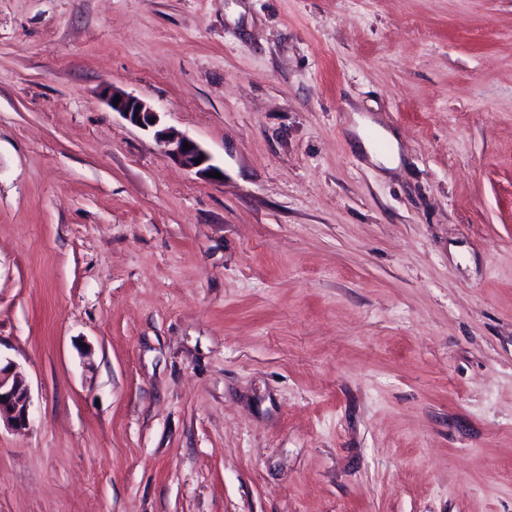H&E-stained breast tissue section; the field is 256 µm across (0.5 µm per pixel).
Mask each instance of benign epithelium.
Returning <instances> with one entry per match:
<instances>
[{
    "label": "benign epithelium",
    "mask_w": 512,
    "mask_h": 512,
    "mask_svg": "<svg viewBox=\"0 0 512 512\" xmlns=\"http://www.w3.org/2000/svg\"><path fill=\"white\" fill-rule=\"evenodd\" d=\"M117 96L121 97V101L116 104L114 99ZM105 100L112 111L120 113L131 124L153 132L155 141L172 162L202 178L218 171L212 164L211 155L198 142L162 126L159 112L146 101L113 88L105 90ZM186 143L190 145L187 150L184 149ZM197 159L201 163H195ZM30 406L29 387L17 375L14 364L9 362L4 366L0 365V423L15 430L27 428L30 424Z\"/></svg>",
    "instance_id": "obj_1"
}]
</instances>
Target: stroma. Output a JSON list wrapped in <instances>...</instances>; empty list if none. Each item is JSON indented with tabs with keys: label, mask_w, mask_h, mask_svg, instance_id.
<instances>
[{
	"label": "stroma",
	"mask_w": 512,
	"mask_h": 512,
	"mask_svg": "<svg viewBox=\"0 0 512 512\" xmlns=\"http://www.w3.org/2000/svg\"><path fill=\"white\" fill-rule=\"evenodd\" d=\"M0 359V512H512V0H0ZM116 96L121 97L118 105L114 104ZM105 100L112 111L120 113L131 124L143 130L152 131L164 155L175 164L202 178H213L209 177L210 172H220L212 164L211 155L198 142L185 134L163 127L160 124L159 112L146 101L113 88L105 90ZM150 120H154V123L150 124ZM184 141H187L192 149L184 150ZM201 155H204L201 163L195 164V160L201 158ZM31 397L25 380L17 375L14 364L2 366L0 359V427L3 422L15 430L30 424Z\"/></svg>",
	"instance_id": "stroma-1"
}]
</instances>
